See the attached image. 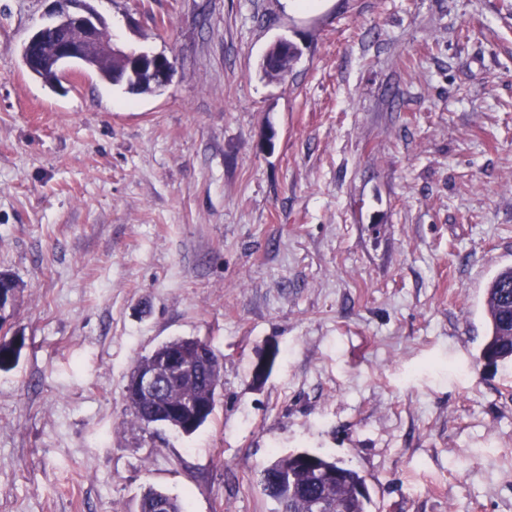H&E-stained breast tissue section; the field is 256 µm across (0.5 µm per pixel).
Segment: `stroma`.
Instances as JSON below:
<instances>
[{
  "label": "stroma",
  "mask_w": 512,
  "mask_h": 512,
  "mask_svg": "<svg viewBox=\"0 0 512 512\" xmlns=\"http://www.w3.org/2000/svg\"><path fill=\"white\" fill-rule=\"evenodd\" d=\"M94 5L173 60L158 92L45 85L20 47L53 0H0V270L24 287L0 512H137L151 487L275 512L258 474L297 449L360 471L369 512H512V365L476 359L512 265V0ZM179 337L223 358L189 437L124 400ZM276 60L278 62V68H275L272 65V62ZM295 60V56L293 55L292 58H288V60L282 56L281 54V48L280 44L273 43L267 53L265 54L261 64L260 68L263 72L264 76L271 79V80H283L287 77L288 73L290 72L291 65L290 62ZM289 67L288 72H284L283 74H280L282 71L286 69V67Z\"/></svg>",
  "instance_id": "35a3bbf8"
}]
</instances>
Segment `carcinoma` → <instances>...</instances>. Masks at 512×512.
<instances>
[{"label": "carcinoma", "mask_w": 512, "mask_h": 512, "mask_svg": "<svg viewBox=\"0 0 512 512\" xmlns=\"http://www.w3.org/2000/svg\"><path fill=\"white\" fill-rule=\"evenodd\" d=\"M290 61L281 54L280 44L273 43L265 54L260 68L271 80H283ZM90 71L102 81L122 84L128 92L137 95L152 94L157 90L151 81L141 77L121 57L101 58ZM64 70L45 65L35 70V77L54 88L61 85ZM23 287L9 272L0 271V322L2 312L17 302ZM484 315L488 336L480 350L479 359L489 364L507 365L512 362V266L500 269L487 283ZM202 348L209 357L194 368V376L171 388L164 387L159 396L147 399L125 388V399L130 416L145 427L161 425L174 428L186 436L193 435L213 415L217 403L216 388L221 383L222 359L205 338L175 339L154 350L158 354L171 345ZM22 343L0 339V371L13 369L19 360ZM260 484L276 504V512H367L369 494L365 477L357 470L335 458L310 452L293 451L276 457L260 472ZM185 512V506L176 496L150 488L139 501L138 512Z\"/></svg>", "instance_id": "carcinoma-1"}]
</instances>
